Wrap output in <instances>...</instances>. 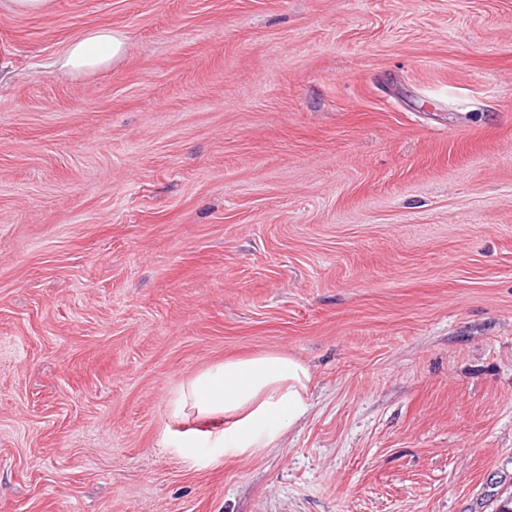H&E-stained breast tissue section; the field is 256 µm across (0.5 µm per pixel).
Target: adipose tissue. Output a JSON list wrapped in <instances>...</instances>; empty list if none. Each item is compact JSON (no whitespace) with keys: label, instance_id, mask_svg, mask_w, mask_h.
Listing matches in <instances>:
<instances>
[{"label":"adipose tissue","instance_id":"1","mask_svg":"<svg viewBox=\"0 0 512 512\" xmlns=\"http://www.w3.org/2000/svg\"><path fill=\"white\" fill-rule=\"evenodd\" d=\"M125 52L122 31L96 27L71 40L59 64L84 74L109 66ZM310 382L309 367L283 352L227 359L183 382L172 414L217 422L211 437L225 453L253 456L307 412Z\"/></svg>","mask_w":512,"mask_h":512}]
</instances>
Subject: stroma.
I'll list each match as a JSON object with an SVG mask.
<instances>
[{
	"instance_id": "stroma-1",
	"label": "stroma",
	"mask_w": 512,
	"mask_h": 512,
	"mask_svg": "<svg viewBox=\"0 0 512 512\" xmlns=\"http://www.w3.org/2000/svg\"><path fill=\"white\" fill-rule=\"evenodd\" d=\"M125 33L107 69L58 59ZM280 351L261 454L169 404ZM512 498V0L0 12V512H497ZM126 45L125 34L118 29L91 28L67 44L58 63L72 74L100 70L122 58Z\"/></svg>"
}]
</instances>
